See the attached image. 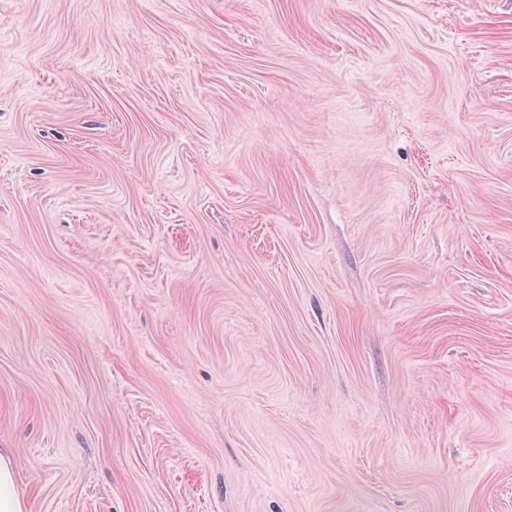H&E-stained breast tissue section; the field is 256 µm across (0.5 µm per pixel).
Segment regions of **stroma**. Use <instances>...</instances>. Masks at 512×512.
Here are the masks:
<instances>
[{"label": "stroma", "mask_w": 512, "mask_h": 512, "mask_svg": "<svg viewBox=\"0 0 512 512\" xmlns=\"http://www.w3.org/2000/svg\"><path fill=\"white\" fill-rule=\"evenodd\" d=\"M0 448L29 512H512V0H0Z\"/></svg>", "instance_id": "obj_1"}]
</instances>
